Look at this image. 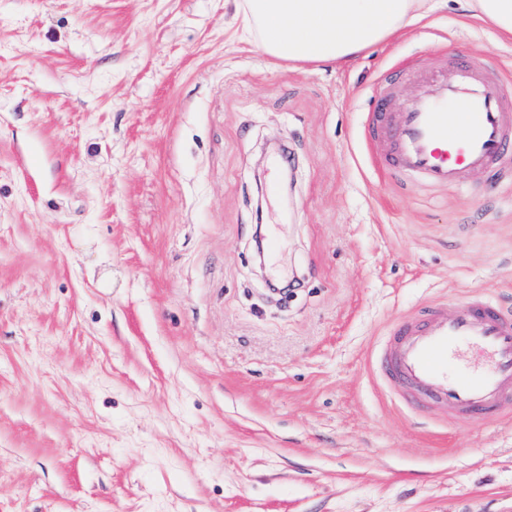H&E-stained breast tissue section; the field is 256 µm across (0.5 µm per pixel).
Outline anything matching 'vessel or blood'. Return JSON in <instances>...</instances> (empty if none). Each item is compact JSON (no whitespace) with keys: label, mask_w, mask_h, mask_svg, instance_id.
<instances>
[{"label":"vessel or blood","mask_w":512,"mask_h":512,"mask_svg":"<svg viewBox=\"0 0 512 512\" xmlns=\"http://www.w3.org/2000/svg\"><path fill=\"white\" fill-rule=\"evenodd\" d=\"M387 139L380 168L402 184L434 190L464 175L512 181V77L458 67L410 99L396 122L369 114L367 145ZM374 360L399 402L451 422H503L512 404V310L482 293L426 305L393 322Z\"/></svg>","instance_id":"obj_1"}]
</instances>
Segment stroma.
<instances>
[{
	"label": "stroma",
	"instance_id": "obj_1",
	"mask_svg": "<svg viewBox=\"0 0 512 512\" xmlns=\"http://www.w3.org/2000/svg\"><path fill=\"white\" fill-rule=\"evenodd\" d=\"M240 27L0 0V512H512V422L420 421L369 368L425 304L512 307V194L397 187L363 140L398 62L512 41L464 0L341 66Z\"/></svg>",
	"mask_w": 512,
	"mask_h": 512
}]
</instances>
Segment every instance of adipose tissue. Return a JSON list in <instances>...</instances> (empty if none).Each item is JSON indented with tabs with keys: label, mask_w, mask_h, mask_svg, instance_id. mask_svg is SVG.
Masks as SVG:
<instances>
[{
	"label": "adipose tissue",
	"mask_w": 512,
	"mask_h": 512,
	"mask_svg": "<svg viewBox=\"0 0 512 512\" xmlns=\"http://www.w3.org/2000/svg\"><path fill=\"white\" fill-rule=\"evenodd\" d=\"M245 33L269 56L345 62L429 15L428 0H240Z\"/></svg>",
	"instance_id": "adipose-tissue-1"
}]
</instances>
